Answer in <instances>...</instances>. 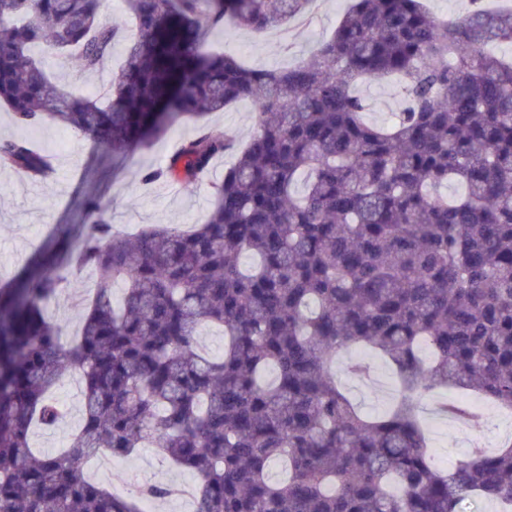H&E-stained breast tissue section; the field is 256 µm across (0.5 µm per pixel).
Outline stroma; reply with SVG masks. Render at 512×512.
I'll return each mask as SVG.
<instances>
[{"instance_id": "stroma-1", "label": "stroma", "mask_w": 512, "mask_h": 512, "mask_svg": "<svg viewBox=\"0 0 512 512\" xmlns=\"http://www.w3.org/2000/svg\"><path fill=\"white\" fill-rule=\"evenodd\" d=\"M350 0H312L304 17L288 26L258 36L244 29H215L209 41L241 58L247 66L280 69L295 65L320 42L331 37ZM46 70L62 79L66 86L94 96L105 89L110 70L83 71L77 64L54 55L42 57ZM358 92L369 109L368 120L383 122L403 109L399 83L395 80L360 84ZM229 129L240 141H248L256 128L249 102L241 101L224 111L207 115L203 121L188 119L162 132L145 150H138L115 161L102 155L77 132L55 124L28 130V137L50 150L58 170L50 186L30 182L13 172H0V269L6 279L19 275L30 259L50 242L63 237L74 218L77 199L83 192L96 191L107 217L118 230L131 234L151 224H199L208 213L209 184L185 187L176 183L147 185L141 180L143 169L168 162L179 143L192 137L199 125ZM88 272L70 277L69 287L51 302L48 311L65 333L76 330L82 309L77 295L88 286ZM347 359L363 361L374 378L367 381L350 375L343 362L336 364V378L354 404L369 414L390 407L397 396L391 366L378 355L352 349ZM441 396L431 393L422 398L420 421L426 431L431 452L447 462L465 458L472 442L496 449L512 441V411L482 403L483 417L474 420L445 418L435 413L433 404Z\"/></svg>"}]
</instances>
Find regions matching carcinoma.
Here are the masks:
<instances>
[{"instance_id":"1","label":"carcinoma","mask_w":512,"mask_h":512,"mask_svg":"<svg viewBox=\"0 0 512 512\" xmlns=\"http://www.w3.org/2000/svg\"><path fill=\"white\" fill-rule=\"evenodd\" d=\"M101 2L0 0V103L17 126L51 121L120 156L238 100L258 123L242 147L204 126L141 174L194 186L236 152L203 223L128 237L88 191L65 257L0 283V512H144L80 469L148 443L198 477L194 512H512V442L441 470L418 416L448 388L512 409V58L495 52L512 45V10L440 20L423 0H353L295 67L253 70L206 33L280 28L311 0H123L121 19ZM126 25L136 36L100 97L37 57L96 71ZM386 78L403 80L405 107L369 122L355 86ZM0 171L48 184L56 158L0 140ZM63 264L98 276L70 342L46 313ZM204 324L222 354L202 353ZM358 344L399 384L375 417L333 370ZM68 366L82 418L69 448L38 454L33 429L68 417L50 396Z\"/></svg>"}]
</instances>
